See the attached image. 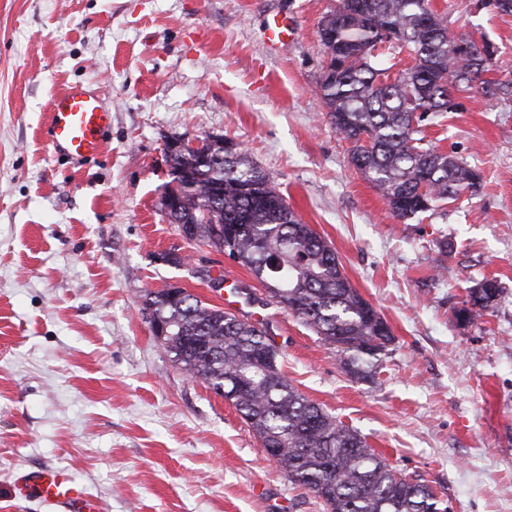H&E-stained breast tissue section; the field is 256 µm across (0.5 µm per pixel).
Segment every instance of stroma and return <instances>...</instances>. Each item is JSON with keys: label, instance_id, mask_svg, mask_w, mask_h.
<instances>
[{"label": "stroma", "instance_id": "35a3bbf8", "mask_svg": "<svg viewBox=\"0 0 512 512\" xmlns=\"http://www.w3.org/2000/svg\"><path fill=\"white\" fill-rule=\"evenodd\" d=\"M337 2L0 0V512H54L15 483L46 466L100 512H324L142 313L149 293L172 287L223 307L212 280L225 272L263 293L161 210L165 142L207 136L246 150L392 329L362 381L267 305L261 326L288 380L452 512H512V97L461 93L426 120L427 142L478 170L483 187L395 218L315 92L318 26ZM432 4L512 73V14L481 0ZM275 13L293 31L277 52L266 36ZM74 84L112 112L101 153L82 162L46 137L52 99ZM486 278L502 295L462 319Z\"/></svg>", "mask_w": 512, "mask_h": 512}]
</instances>
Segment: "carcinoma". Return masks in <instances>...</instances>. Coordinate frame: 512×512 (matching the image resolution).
I'll return each mask as SVG.
<instances>
[{
	"label": "carcinoma",
	"instance_id": "obj_1",
	"mask_svg": "<svg viewBox=\"0 0 512 512\" xmlns=\"http://www.w3.org/2000/svg\"><path fill=\"white\" fill-rule=\"evenodd\" d=\"M358 16L339 0L323 17L319 37L330 59L316 85L336 134L351 145V164L382 194L391 214L412 219L438 202L475 195L482 177L456 156L424 142L422 122L452 109L448 87L487 100L512 96V78H488L493 57L475 44L457 54L448 21L429 0H365ZM390 28L414 64L391 76L372 53ZM213 139L207 153L168 156L171 173L188 171L196 189L168 205L192 241L214 247L246 267L269 298L336 348L343 368L368 379L378 365V340L392 342L390 326L343 273L327 239L288 206L270 177L238 148ZM428 175L429 196L419 188ZM500 294L497 281L469 289L460 313L475 320ZM144 314L169 327L166 350L188 374L231 401L288 479L322 500L327 512H444L426 483L388 465L359 431L348 427L291 384L281 352L252 322L179 290L151 294Z\"/></svg>",
	"mask_w": 512,
	"mask_h": 512
}]
</instances>
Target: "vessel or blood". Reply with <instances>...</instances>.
Listing matches in <instances>:
<instances>
[{
    "instance_id": "b4317fda",
    "label": "vessel or blood",
    "mask_w": 512,
    "mask_h": 512,
    "mask_svg": "<svg viewBox=\"0 0 512 512\" xmlns=\"http://www.w3.org/2000/svg\"><path fill=\"white\" fill-rule=\"evenodd\" d=\"M112 123V114L98 95L72 86L52 101L47 136L55 152L77 160L97 155ZM20 490L34 491L63 512H98V505L65 472L50 467L24 472Z\"/></svg>"
}]
</instances>
